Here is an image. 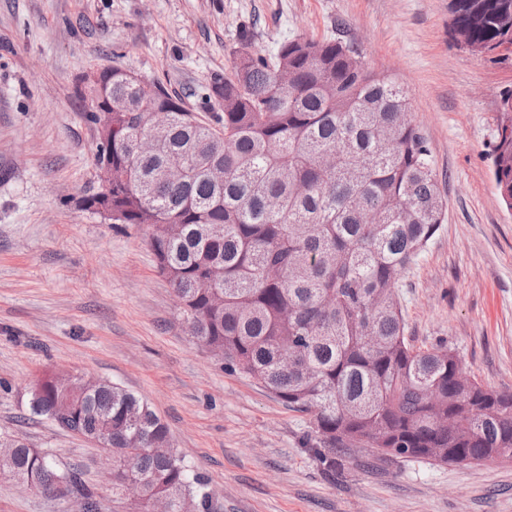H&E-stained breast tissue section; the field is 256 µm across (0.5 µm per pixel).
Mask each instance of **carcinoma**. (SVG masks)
<instances>
[{"label": "carcinoma", "instance_id": "carcinoma-1", "mask_svg": "<svg viewBox=\"0 0 512 512\" xmlns=\"http://www.w3.org/2000/svg\"><path fill=\"white\" fill-rule=\"evenodd\" d=\"M450 26L470 44L512 48V0H450ZM231 74L214 80L222 124L210 125L162 88L118 66L77 87L112 101V129L95 162L112 159V187L91 181L90 209L148 231L157 269L179 299L189 334L289 409L310 416L316 454L360 444L382 455L467 466L512 463V390L462 378L446 347L415 349L395 285L446 218L430 149L399 108L407 91L368 69L337 38L296 37L273 58L242 29ZM168 122L140 153L149 118ZM492 179L512 209V94L503 97ZM172 164L184 168L168 179ZM224 169V181L212 170ZM30 415L112 457V499L126 512H211V494L170 446L149 403L119 384L49 377ZM47 498L60 482L100 512L80 470L62 469L19 436H0V475ZM140 483L130 496V479Z\"/></svg>", "mask_w": 512, "mask_h": 512}]
</instances>
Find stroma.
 Instances as JSON below:
<instances>
[{
  "mask_svg": "<svg viewBox=\"0 0 512 512\" xmlns=\"http://www.w3.org/2000/svg\"><path fill=\"white\" fill-rule=\"evenodd\" d=\"M449 17V0H0V432L81 470L112 512L103 452L28 415L45 374L92 376L150 403L216 512H512V463L357 449L328 474L307 416L191 338L144 230L79 204L98 142L75 94L85 74L120 66L211 124L241 27L266 56L341 36L408 89L447 202L398 282L406 336L512 388V213L488 159L512 51L472 54ZM72 510L0 476V512Z\"/></svg>",
  "mask_w": 512,
  "mask_h": 512,
  "instance_id": "stroma-1",
  "label": "stroma"
}]
</instances>
